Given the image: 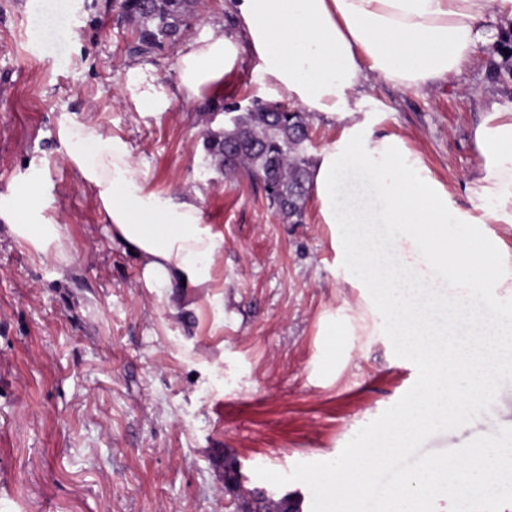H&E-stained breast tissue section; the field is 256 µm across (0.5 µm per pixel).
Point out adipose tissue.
<instances>
[{"mask_svg": "<svg viewBox=\"0 0 512 512\" xmlns=\"http://www.w3.org/2000/svg\"><path fill=\"white\" fill-rule=\"evenodd\" d=\"M237 25L208 26L183 43L178 88L199 99L216 97L243 60L275 98L337 121L341 133L315 153L309 189L319 223L328 227L346 283L357 303L331 314L329 336H375L399 341L423 367L406 405L342 464L315 473L333 486L336 512L364 492L371 475L420 433L447 427L512 379V107L484 102L472 127L479 164L465 190L473 208L456 205L421 155L396 134L377 132L358 96L377 79L420 91L463 73L483 38L487 15L512 18V0H232ZM135 111L159 114L170 99L156 88L149 66L128 69L124 81ZM69 159L96 190L113 242L137 257L152 288H205L217 280L224 239L204 224L198 198L149 190L129 143L99 125L62 118ZM357 175L370 201L343 203L345 178ZM367 224L393 227L400 249L431 279L478 297L498 325L455 312V327L438 322V307L423 309L414 289L396 281L381 258L366 252ZM12 232L37 251L68 257L61 225L33 207L10 219ZM512 469V444L494 435L429 460L391 489L387 512H423L426 501L450 494L453 512L493 487Z\"/></svg>", "mask_w": 512, "mask_h": 512, "instance_id": "adipose-tissue-1", "label": "adipose tissue"}]
</instances>
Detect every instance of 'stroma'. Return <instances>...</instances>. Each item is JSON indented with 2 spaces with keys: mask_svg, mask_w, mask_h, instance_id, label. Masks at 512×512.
<instances>
[{
  "mask_svg": "<svg viewBox=\"0 0 512 512\" xmlns=\"http://www.w3.org/2000/svg\"><path fill=\"white\" fill-rule=\"evenodd\" d=\"M129 39L109 0H0V209L39 185L41 213L63 225L71 253L48 258L0 218V512H230L228 457L247 488L332 512L311 472L386 422L422 370L392 337L361 336L340 374H323L333 339L320 319L357 296L332 274L325 225L311 206L303 223H284L258 185L215 168L202 102L176 88V48L148 59L169 110L135 112L121 92ZM491 50L480 44L462 75L421 91L374 81L362 94L378 132L402 136L464 208L478 165L474 95L512 103ZM64 114L125 138L150 189L199 192L224 238L215 287L174 289V309L146 286L67 158ZM509 430L512 384L402 455L439 457Z\"/></svg>",
  "mask_w": 512,
  "mask_h": 512,
  "instance_id": "35a3bbf8",
  "label": "stroma"
}]
</instances>
